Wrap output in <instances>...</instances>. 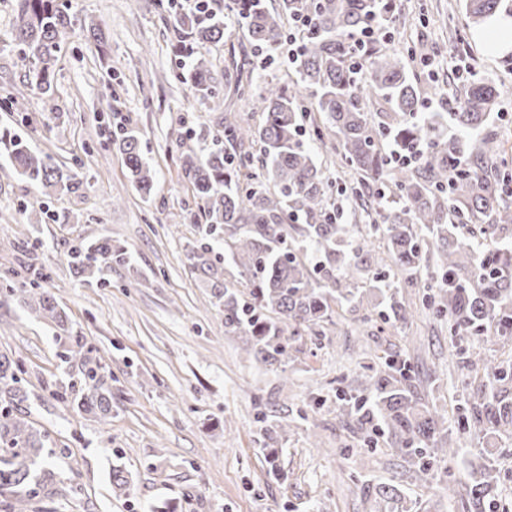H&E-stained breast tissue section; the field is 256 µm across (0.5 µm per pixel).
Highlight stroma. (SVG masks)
Returning a JSON list of instances; mask_svg holds the SVG:
<instances>
[{
  "instance_id": "1",
  "label": "stroma",
  "mask_w": 512,
  "mask_h": 512,
  "mask_svg": "<svg viewBox=\"0 0 512 512\" xmlns=\"http://www.w3.org/2000/svg\"><path fill=\"white\" fill-rule=\"evenodd\" d=\"M68 2L75 20L55 69L50 114L13 40L15 0H0V131L16 133L83 181L77 193L47 199L0 154V273L38 256L46 288L69 317L68 336L84 337L105 368L112 413L82 416L61 400L81 380L61 361L68 337L16 303L0 306V352L19 362L28 394L22 410L56 450L58 492L29 512H156L166 503L177 512H377L383 484L406 499L431 501L437 512H467L462 489L470 482L468 460L485 445L481 433H467L464 456L436 467L441 481L460 489L450 501L439 484L418 481L411 459L390 440L368 447L366 430L336 410L337 387L355 386L363 364L399 351L415 366L419 395L457 430L461 395L480 398L487 380L452 362L447 323L422 308L411 324L394 329L346 306L325 336L290 339L286 369L249 355L246 337L225 333L224 308L213 296V282L236 280V269L217 262L204 275L187 259L197 237L187 215L197 203L180 155L189 145H212L225 113L253 126L262 113L245 106L231 84L222 102L198 106L177 78L175 31L187 0L172 8L157 0ZM395 5L382 47L407 55L424 111H446L448 87L494 81L503 93L493 130L512 162V66L468 28L460 0ZM92 27L104 42L90 38ZM422 43L434 49L433 66L413 54ZM288 49L283 41L258 56L233 22L223 43L203 52L219 68L240 65L284 82L293 75ZM120 126L139 133L155 174L151 201L132 187L122 155L106 138ZM110 192L118 202H105ZM102 236L131 258L130 267L108 273L105 287L95 277H76L64 250ZM315 395L326 398L325 407L312 404ZM261 410L288 427L273 442L272 464L257 441ZM115 465L132 480L121 495L109 479Z\"/></svg>"
}]
</instances>
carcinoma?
Wrapping results in <instances>:
<instances>
[{
  "mask_svg": "<svg viewBox=\"0 0 512 512\" xmlns=\"http://www.w3.org/2000/svg\"><path fill=\"white\" fill-rule=\"evenodd\" d=\"M469 23L478 27L501 11L512 16V0H463ZM390 0H233L232 16L240 20L259 49L275 45L285 22L308 16L296 62V79L283 88L262 79V92L251 93L229 70L223 82L235 83L239 95L265 115L258 126H242L222 117V143L190 148L181 155L185 178L201 201L190 220L199 238L190 250L192 265L206 274L211 243L224 245V260L238 271L214 297L224 305V332L251 340L254 357L270 366L288 362L289 336H324L335 324L336 309L365 306L367 317L396 328L414 311L403 291L420 290L421 304L448 319L457 343L492 336L512 344V170L497 160L491 129L501 89L485 79L448 91L449 112L418 115L420 96L405 58L378 45L369 48L363 72L354 73L351 34L366 24L388 21ZM14 40L32 74L31 85L49 93L54 66L72 27L63 0H16ZM226 23L213 13L190 11L180 16L178 44L183 63L178 74L191 85L198 104L219 100L221 80L213 61L195 51L224 41ZM313 96L311 107L306 97ZM336 137V164L353 171L356 181L336 187L309 147V138ZM460 133H475L479 143L461 158ZM124 158L131 184L151 197L154 174L143 158L139 135L122 128L111 138ZM422 162H390L409 156L423 143ZM15 170L45 195L74 193L75 174H65L48 154L31 151L11 133H0ZM345 195L373 216L370 233L356 240L340 222L336 196ZM384 239L388 268L372 261L373 235ZM77 274L104 275L126 267L130 257L112 239L101 237L66 249ZM29 276L15 283L0 276V305L15 302L30 313L49 318L66 332V317L52 293L41 286L46 275L37 258L27 264ZM466 366L481 370L489 383L484 400H464L462 430L448 432L447 420L433 404L412 390L414 365L404 354L389 355L382 367L363 366L356 389L336 395L338 409L361 426L381 431L407 455L418 460L417 479H436L430 461L455 457L471 428L487 439L512 436V359L486 356L473 345L461 348ZM78 368L84 383L73 399L79 413L106 418L112 413V389L92 348L75 336L63 353ZM16 361L0 355V512H27L36 498L56 493L48 434L22 414L27 399L13 370ZM263 439L288 426L257 417ZM488 461L472 466L467 494L476 506L498 484L500 471ZM389 512H420L402 500L394 485L379 487Z\"/></svg>",
  "mask_w": 512,
  "mask_h": 512,
  "instance_id": "obj_1",
  "label": "carcinoma"
}]
</instances>
